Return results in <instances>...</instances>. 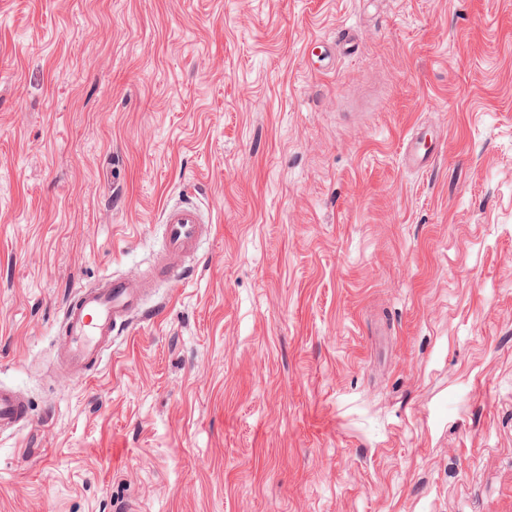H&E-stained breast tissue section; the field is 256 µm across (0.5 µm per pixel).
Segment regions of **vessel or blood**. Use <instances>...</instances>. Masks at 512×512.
Instances as JSON below:
<instances>
[{
  "label": "vessel or blood",
  "mask_w": 512,
  "mask_h": 512,
  "mask_svg": "<svg viewBox=\"0 0 512 512\" xmlns=\"http://www.w3.org/2000/svg\"><path fill=\"white\" fill-rule=\"evenodd\" d=\"M208 225L202 224L197 209L181 205L167 211L164 220L165 262L157 270L170 287H178L184 273L179 263L192 254ZM152 279L110 277L99 287L80 290L67 305L58 336V373L73 378L96 372L106 350L112 346L117 326L130 324L141 306ZM31 421L27 398L15 389L0 385V432H14Z\"/></svg>",
  "instance_id": "vessel-or-blood-1"
}]
</instances>
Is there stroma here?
Returning <instances> with one entry per match:
<instances>
[{
	"instance_id": "stroma-1",
	"label": "stroma",
	"mask_w": 512,
	"mask_h": 512,
	"mask_svg": "<svg viewBox=\"0 0 512 512\" xmlns=\"http://www.w3.org/2000/svg\"><path fill=\"white\" fill-rule=\"evenodd\" d=\"M0 384V512H512V0H0ZM163 226L166 256L156 276L163 277L171 288H177L184 279L179 261L196 250L200 238L211 226L202 224L196 207L192 205L169 209ZM152 279L110 277L99 287L80 290L67 305L58 336L57 372L65 378L94 373L112 347L117 326L128 325ZM31 422L30 404L15 389L0 385V432H15Z\"/></svg>"
}]
</instances>
